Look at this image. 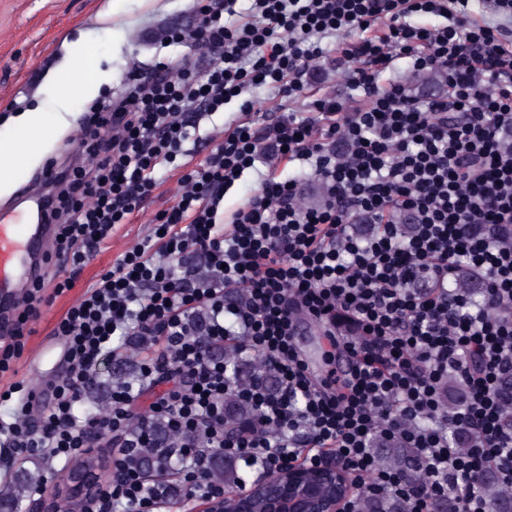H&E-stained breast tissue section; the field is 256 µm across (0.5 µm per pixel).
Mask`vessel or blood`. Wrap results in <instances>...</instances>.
<instances>
[{
    "label": "vessel or blood",
    "instance_id": "obj_1",
    "mask_svg": "<svg viewBox=\"0 0 512 512\" xmlns=\"http://www.w3.org/2000/svg\"><path fill=\"white\" fill-rule=\"evenodd\" d=\"M26 196L32 205L27 225L11 223L8 212H0V301L11 304L43 278L54 255L55 227L45 221V197L35 187Z\"/></svg>",
    "mask_w": 512,
    "mask_h": 512
}]
</instances>
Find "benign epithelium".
Masks as SVG:
<instances>
[{"label": "benign epithelium", "mask_w": 512, "mask_h": 512, "mask_svg": "<svg viewBox=\"0 0 512 512\" xmlns=\"http://www.w3.org/2000/svg\"><path fill=\"white\" fill-rule=\"evenodd\" d=\"M105 458L92 456L73 469L65 483L70 512H82L96 498ZM356 483L335 459L321 457L309 463L287 460L255 478L243 492L226 493L208 501L200 512H352ZM60 488L34 503L33 512H58Z\"/></svg>", "instance_id": "7a95c632"}]
</instances>
